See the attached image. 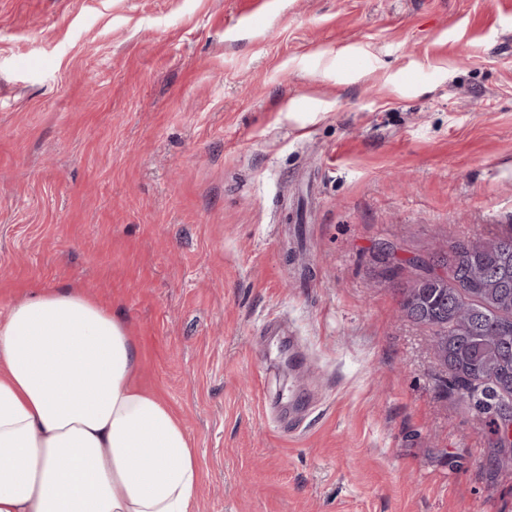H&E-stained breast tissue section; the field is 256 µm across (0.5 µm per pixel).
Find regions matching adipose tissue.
Segmentation results:
<instances>
[{
  "mask_svg": "<svg viewBox=\"0 0 512 512\" xmlns=\"http://www.w3.org/2000/svg\"><path fill=\"white\" fill-rule=\"evenodd\" d=\"M126 320L72 288L0 319V512H192L191 439Z\"/></svg>",
  "mask_w": 512,
  "mask_h": 512,
  "instance_id": "adipose-tissue-1",
  "label": "adipose tissue"
}]
</instances>
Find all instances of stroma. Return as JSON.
<instances>
[{
    "instance_id": "35a3bbf8",
    "label": "stroma",
    "mask_w": 512,
    "mask_h": 512,
    "mask_svg": "<svg viewBox=\"0 0 512 512\" xmlns=\"http://www.w3.org/2000/svg\"><path fill=\"white\" fill-rule=\"evenodd\" d=\"M509 230L512 0H0V315L122 313L197 512H512L376 256Z\"/></svg>"
}]
</instances>
